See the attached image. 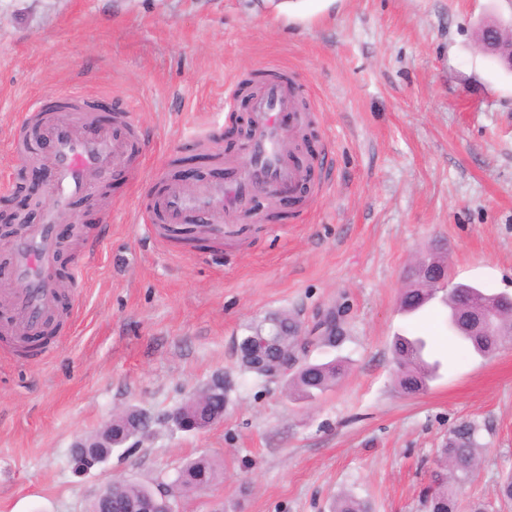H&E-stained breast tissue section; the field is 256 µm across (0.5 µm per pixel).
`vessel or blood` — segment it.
<instances>
[{
  "mask_svg": "<svg viewBox=\"0 0 512 512\" xmlns=\"http://www.w3.org/2000/svg\"><path fill=\"white\" fill-rule=\"evenodd\" d=\"M284 112L291 114L293 130L305 129L308 116L300 108L294 85L276 79L259 83L250 100L249 164L239 165L232 184L208 183L191 196L176 182L161 180L153 193L149 224L179 225L190 215L218 222L223 216L242 212L257 183L291 189L303 183L304 169L278 149L284 132L278 118ZM9 150L17 158L36 156L54 171L52 206L41 222L28 225L14 244L12 272L24 287L0 294V301L12 309L16 323L31 333L56 317L60 309L58 283L52 275L61 258L54 225L69 213L76 199L94 192L89 173L116 168L138 179V170L128 167L138 146L123 122L104 127L98 125L95 113L74 112L63 119L54 113L42 115L38 146H29L20 137L10 141Z\"/></svg>",
  "mask_w": 512,
  "mask_h": 512,
  "instance_id": "b4317fda",
  "label": "vessel or blood"
}]
</instances>
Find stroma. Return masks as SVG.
Listing matches in <instances>:
<instances>
[{
  "instance_id": "35a3bbf8",
  "label": "stroma",
  "mask_w": 512,
  "mask_h": 512,
  "mask_svg": "<svg viewBox=\"0 0 512 512\" xmlns=\"http://www.w3.org/2000/svg\"><path fill=\"white\" fill-rule=\"evenodd\" d=\"M0 0V209L25 202L31 171L6 142L35 103L80 90L124 115L142 176L203 152L241 160L249 108L231 86L254 72L292 81L313 116L306 203L249 220L199 251L147 227V195L121 172L92 214L80 280L59 275L70 311L35 359L0 339V512H88L114 480L172 483L206 455L219 475L178 512H328L339 495L372 512H425L440 450L460 423L482 447L461 502L496 500L512 472V343L489 357L404 315L416 261L447 259L451 281L512 292V73L478 48L483 21L512 23V0ZM285 312L313 333L332 315L339 359L314 400L242 372L234 341ZM422 335L439 375L401 393L395 335ZM232 383L224 420L158 424L127 453L76 471L74 441L115 412L160 414L214 372Z\"/></svg>"
}]
</instances>
